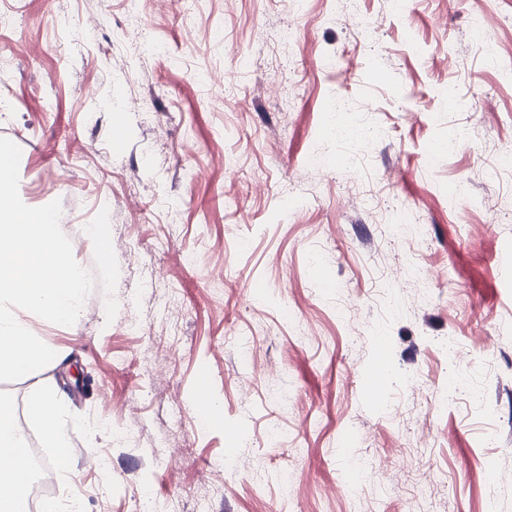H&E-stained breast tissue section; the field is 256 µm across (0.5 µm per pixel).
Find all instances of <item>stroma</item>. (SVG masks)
Instances as JSON below:
<instances>
[{"label": "stroma", "mask_w": 512, "mask_h": 512, "mask_svg": "<svg viewBox=\"0 0 512 512\" xmlns=\"http://www.w3.org/2000/svg\"><path fill=\"white\" fill-rule=\"evenodd\" d=\"M358 7L0 0L20 198L89 271L108 209L119 266L114 319L94 287L0 382L46 461L28 402L65 393L80 512H512V0Z\"/></svg>", "instance_id": "35a3bbf8"}]
</instances>
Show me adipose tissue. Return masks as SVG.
Returning a JSON list of instances; mask_svg holds the SVG:
<instances>
[{
  "label": "adipose tissue",
  "instance_id": "obj_1",
  "mask_svg": "<svg viewBox=\"0 0 512 512\" xmlns=\"http://www.w3.org/2000/svg\"><path fill=\"white\" fill-rule=\"evenodd\" d=\"M30 412L42 425L54 450L55 469H69L71 441L63 419L60 394L52 389L38 391L31 400ZM31 481L25 438L17 429L11 403L0 399V512H22Z\"/></svg>",
  "mask_w": 512,
  "mask_h": 512
}]
</instances>
